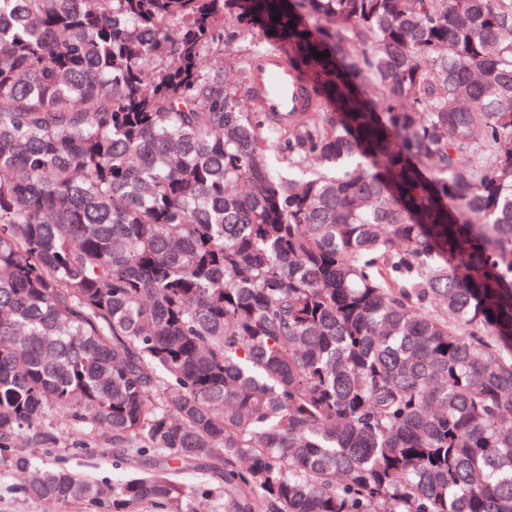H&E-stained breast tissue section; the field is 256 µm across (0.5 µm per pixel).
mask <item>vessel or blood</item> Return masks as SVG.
I'll list each match as a JSON object with an SVG mask.
<instances>
[{
	"instance_id": "b4317fda",
	"label": "vessel or blood",
	"mask_w": 512,
	"mask_h": 512,
	"mask_svg": "<svg viewBox=\"0 0 512 512\" xmlns=\"http://www.w3.org/2000/svg\"><path fill=\"white\" fill-rule=\"evenodd\" d=\"M250 96L260 111L280 118L307 109L311 100L299 76L279 55H263L250 69Z\"/></svg>"
}]
</instances>
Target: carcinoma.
Wrapping results in <instances>:
<instances>
[{
	"mask_svg": "<svg viewBox=\"0 0 512 512\" xmlns=\"http://www.w3.org/2000/svg\"><path fill=\"white\" fill-rule=\"evenodd\" d=\"M229 20L310 111L249 104ZM50 410L145 464L30 470ZM507 414L512 0H0V463L31 500L190 512L210 475L224 512H512Z\"/></svg>",
	"mask_w": 512,
	"mask_h": 512,
	"instance_id": "carcinoma-1",
	"label": "carcinoma"
}]
</instances>
